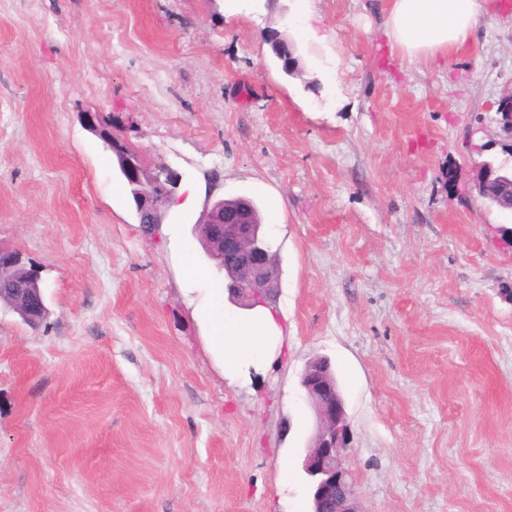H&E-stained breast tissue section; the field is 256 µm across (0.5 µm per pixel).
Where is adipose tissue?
I'll list each match as a JSON object with an SVG mask.
<instances>
[{
    "label": "adipose tissue",
    "mask_w": 512,
    "mask_h": 512,
    "mask_svg": "<svg viewBox=\"0 0 512 512\" xmlns=\"http://www.w3.org/2000/svg\"><path fill=\"white\" fill-rule=\"evenodd\" d=\"M482 13L483 0H388L384 35L402 60L434 62L466 45ZM200 317L232 381L268 359L283 336L275 314L264 307L221 315L205 308Z\"/></svg>",
    "instance_id": "ef3b65f1"
}]
</instances>
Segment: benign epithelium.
<instances>
[{
    "label": "benign epithelium",
    "mask_w": 512,
    "mask_h": 512,
    "mask_svg": "<svg viewBox=\"0 0 512 512\" xmlns=\"http://www.w3.org/2000/svg\"><path fill=\"white\" fill-rule=\"evenodd\" d=\"M501 132L512 140V94L505 97L499 109ZM86 127L96 135L111 133L112 125L99 112L84 113ZM119 158L143 226L157 224L158 205L173 197L178 178L167 169L151 172L145 169L136 153L121 143H111ZM474 188L480 198H493L500 210L512 213V171L500 172L493 164L484 163L477 170ZM207 244L223 260L224 288L228 300L240 310L269 306L279 288L276 254L266 245L264 225L256 222L246 200L211 208L205 221ZM19 269L8 294L16 310L31 324L40 323L46 314L42 288L32 286L38 280L34 271L24 268L17 252L0 245V270ZM301 385L307 398L315 405L318 424L313 446L304 456L302 467L310 481L311 512H358L354 489L348 470L342 462L350 435L345 406L336 390L330 363L317 358L311 361L302 376Z\"/></svg>",
    "instance_id": "1"
}]
</instances>
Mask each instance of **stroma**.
Listing matches in <instances>:
<instances>
[{"instance_id": "35a3bbf8", "label": "stroma", "mask_w": 512, "mask_h": 512, "mask_svg": "<svg viewBox=\"0 0 512 512\" xmlns=\"http://www.w3.org/2000/svg\"><path fill=\"white\" fill-rule=\"evenodd\" d=\"M314 9L322 43L300 0H0V243L48 308L32 327L0 306V512H290L318 356L359 512H512V216L473 188L512 166V9L485 0L473 42L414 65L386 0ZM88 111L178 175L152 230ZM237 197L282 203L283 337L232 382L197 226Z\"/></svg>"}]
</instances>
